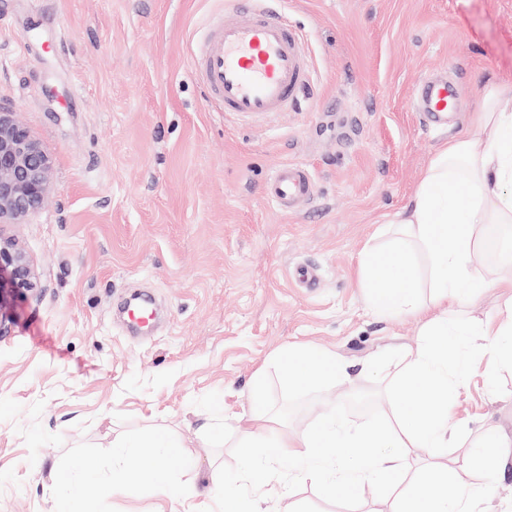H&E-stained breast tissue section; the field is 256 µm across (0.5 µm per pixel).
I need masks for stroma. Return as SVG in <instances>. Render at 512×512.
<instances>
[{"mask_svg": "<svg viewBox=\"0 0 512 512\" xmlns=\"http://www.w3.org/2000/svg\"><path fill=\"white\" fill-rule=\"evenodd\" d=\"M225 0H0V106L19 113L54 163L45 206L5 227L38 275L14 297L0 336V512H224L213 480H242L234 446L249 394L266 383L271 426L295 439L344 403L366 431L392 417L401 347L421 316L374 315L359 256L385 216L413 194L434 151L478 137L485 89L512 84V0H272L302 34L315 92L301 112L215 111L195 76L193 40ZM63 25L69 37L50 49ZM39 32L28 45L19 33ZM454 73L458 101L445 133L412 106L425 74ZM81 98L63 100L70 84ZM305 165L312 202L283 208L264 195L282 165ZM151 292L156 331L130 335L118 318L127 289ZM473 327L512 319V290L460 307ZM315 343L348 374L324 389L287 391L281 352ZM456 448H416L399 474L326 496L276 460L265 512H391L395 496L462 463L486 432L504 442L499 476L473 512H512V368L488 380L474 357L449 396ZM165 432L170 453L145 464L191 486L186 503L143 489L59 503L51 474L75 457L117 467L112 444ZM212 481L193 482L195 472Z\"/></svg>", "mask_w": 512, "mask_h": 512, "instance_id": "stroma-1", "label": "stroma"}]
</instances>
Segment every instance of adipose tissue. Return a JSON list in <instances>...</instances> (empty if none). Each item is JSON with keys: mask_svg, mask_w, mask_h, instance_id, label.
Masks as SVG:
<instances>
[{"mask_svg": "<svg viewBox=\"0 0 512 512\" xmlns=\"http://www.w3.org/2000/svg\"><path fill=\"white\" fill-rule=\"evenodd\" d=\"M506 91L503 85L485 91L477 117L479 141L458 136L442 144L408 202L385 220L379 233L385 248L370 247L360 258V285L369 289L376 312L404 308L429 315L423 341L404 354L407 403L396 411L394 424L361 434L347 429L331 410L297 441L283 436L272 443L264 428L269 416L261 400L253 399L251 423L238 439L255 459L247 474L251 505L265 498L275 478L273 463L281 456L296 460L299 479L332 495L340 484H357L369 473L387 477L411 449L456 444L460 434L448 422V396L465 384L473 353L488 355L492 374L512 363V322L473 329L455 317L457 307L484 285L472 265L475 231L484 224L512 223V113L497 107ZM422 286L434 290L429 302L413 298ZM343 371L340 358L316 346L288 349L282 366L292 389L322 386ZM122 453L125 466L105 485L113 492L147 486L184 495L164 471L142 466V441H124ZM498 468L484 452L471 453L467 480L453 488L444 478L412 483L397 495L394 512H470L478 487Z\"/></svg>", "mask_w": 512, "mask_h": 512, "instance_id": "ef3b65f1", "label": "adipose tissue"}]
</instances>
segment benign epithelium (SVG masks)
I'll return each mask as SVG.
<instances>
[{"instance_id": "obj_1", "label": "benign epithelium", "mask_w": 512, "mask_h": 512, "mask_svg": "<svg viewBox=\"0 0 512 512\" xmlns=\"http://www.w3.org/2000/svg\"><path fill=\"white\" fill-rule=\"evenodd\" d=\"M53 184V162L16 112L0 107V224H22L37 213ZM36 287L32 262L15 239L0 234V335L12 298Z\"/></svg>"}]
</instances>
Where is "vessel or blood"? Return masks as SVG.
Instances as JSON below:
<instances>
[{
	"label": "vessel or blood",
	"instance_id": "1",
	"mask_svg": "<svg viewBox=\"0 0 512 512\" xmlns=\"http://www.w3.org/2000/svg\"><path fill=\"white\" fill-rule=\"evenodd\" d=\"M258 2L233 0L231 7L208 17L198 38L196 73L208 100L224 111L293 112L313 83L304 41L277 11ZM414 100L428 126L439 130L455 107L456 87L425 77L415 87ZM265 194L283 207L307 203L314 197V182L305 166L287 164L275 171Z\"/></svg>",
	"mask_w": 512,
	"mask_h": 512
}]
</instances>
